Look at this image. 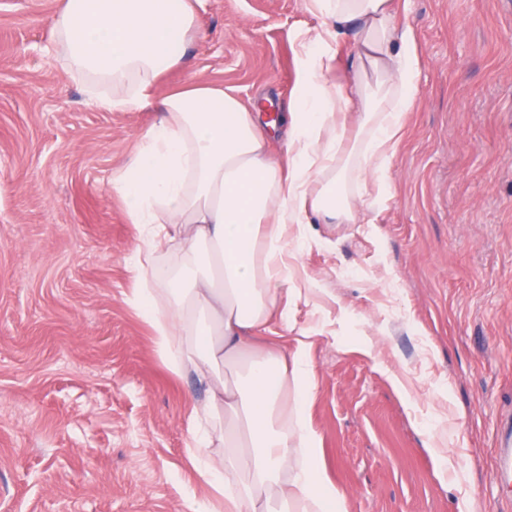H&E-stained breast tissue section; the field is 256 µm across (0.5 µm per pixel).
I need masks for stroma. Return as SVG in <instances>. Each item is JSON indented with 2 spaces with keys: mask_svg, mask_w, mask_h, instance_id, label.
Returning a JSON list of instances; mask_svg holds the SVG:
<instances>
[{
  "mask_svg": "<svg viewBox=\"0 0 512 512\" xmlns=\"http://www.w3.org/2000/svg\"><path fill=\"white\" fill-rule=\"evenodd\" d=\"M62 0H0V512H203L207 387L125 300L138 228L109 180L156 119L109 112L50 51ZM420 94L359 224L296 241L325 477L349 512H492L512 412V0H406ZM302 0H202L152 94L287 112ZM497 441L501 448V455L496 462L492 479L499 485L507 483L512 485V423L510 417L500 424Z\"/></svg>",
  "mask_w": 512,
  "mask_h": 512,
  "instance_id": "stroma-1",
  "label": "stroma"
}]
</instances>
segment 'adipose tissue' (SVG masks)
Segmentation results:
<instances>
[{
    "instance_id": "obj_1",
    "label": "adipose tissue",
    "mask_w": 512,
    "mask_h": 512,
    "mask_svg": "<svg viewBox=\"0 0 512 512\" xmlns=\"http://www.w3.org/2000/svg\"><path fill=\"white\" fill-rule=\"evenodd\" d=\"M198 5L62 0L52 20L54 51L89 103L111 112L151 104L160 114L111 179L140 231L127 301L150 324L166 366L209 385L193 409L192 459L224 512H348L346 491L320 476L322 439L307 416L313 342L293 320L287 232L314 217L355 224L369 207L363 176H383L420 93L414 34L396 0H304L322 23L300 44L294 101L278 118L288 127L283 161L260 113L234 95L194 87L151 100L158 78L186 59ZM343 30L354 47L344 85L329 78ZM275 324L295 331L293 349L264 339ZM219 430L216 464L201 450Z\"/></svg>"
}]
</instances>
